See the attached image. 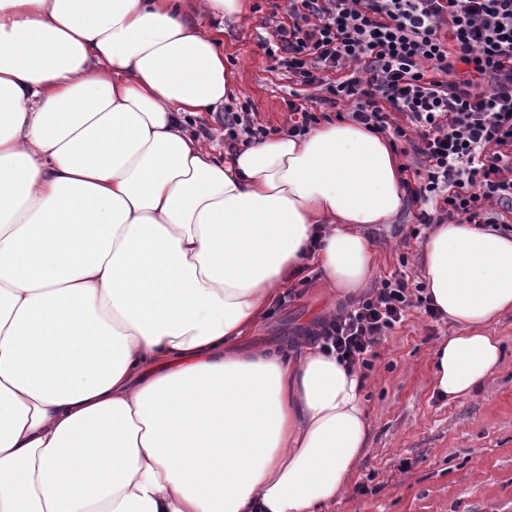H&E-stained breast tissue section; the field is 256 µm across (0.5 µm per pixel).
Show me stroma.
Masks as SVG:
<instances>
[{
    "label": "stroma",
    "instance_id": "1",
    "mask_svg": "<svg viewBox=\"0 0 512 512\" xmlns=\"http://www.w3.org/2000/svg\"><path fill=\"white\" fill-rule=\"evenodd\" d=\"M285 2L249 0L244 15L201 21L224 30V63L233 73L226 108L248 109L261 124L282 131L288 128L289 101L303 103L315 95L292 82L262 47L269 36L265 16L272 4ZM418 213V203L407 201L390 223L371 230L376 269L370 288L399 270L420 283L428 228L418 223ZM338 306L325 293L318 268L309 267L285 303H274L239 346H293ZM454 331L447 319L433 321L415 308L380 341L376 357L361 371L370 448L345 497L329 512H512V313L492 327L503 361L489 385L449 401L432 388L430 362L435 345Z\"/></svg>",
    "mask_w": 512,
    "mask_h": 512
}]
</instances>
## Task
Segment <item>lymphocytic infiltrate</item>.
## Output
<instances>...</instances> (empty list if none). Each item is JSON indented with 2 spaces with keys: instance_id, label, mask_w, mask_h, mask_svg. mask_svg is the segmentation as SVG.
I'll return each instance as SVG.
<instances>
[{
  "instance_id": "f902f5d3",
  "label": "lymphocytic infiltrate",
  "mask_w": 512,
  "mask_h": 512,
  "mask_svg": "<svg viewBox=\"0 0 512 512\" xmlns=\"http://www.w3.org/2000/svg\"><path fill=\"white\" fill-rule=\"evenodd\" d=\"M264 46L296 81L343 101L348 118L411 147L418 221L496 223L512 213V0H288ZM414 305L406 274L382 279L318 343L368 367Z\"/></svg>"
}]
</instances>
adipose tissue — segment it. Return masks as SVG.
Here are the masks:
<instances>
[{
    "label": "adipose tissue",
    "mask_w": 512,
    "mask_h": 512,
    "mask_svg": "<svg viewBox=\"0 0 512 512\" xmlns=\"http://www.w3.org/2000/svg\"><path fill=\"white\" fill-rule=\"evenodd\" d=\"M222 44L184 0H0V512H327L369 447L357 372L237 343L306 263L366 288L403 167L350 121L215 156ZM421 264L433 388L470 397L512 234L436 224Z\"/></svg>",
    "instance_id": "obj_1"
}]
</instances>
